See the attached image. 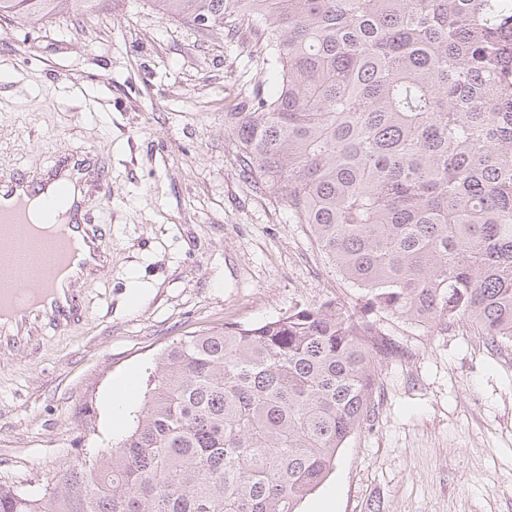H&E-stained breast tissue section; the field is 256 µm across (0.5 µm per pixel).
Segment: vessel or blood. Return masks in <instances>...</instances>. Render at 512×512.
<instances>
[{
	"label": "vessel or blood",
	"instance_id": "obj_1",
	"mask_svg": "<svg viewBox=\"0 0 512 512\" xmlns=\"http://www.w3.org/2000/svg\"><path fill=\"white\" fill-rule=\"evenodd\" d=\"M75 159L61 158L54 172L43 179L21 174L0 178V349L25 352L29 339L23 330L37 317L56 329L80 322L83 311L73 285L85 274H96L110 249L99 224L88 223L83 200H73L67 210L56 209L57 198L67 194L60 176ZM50 209L49 224L56 233L48 262L35 267L34 249L40 237L29 217L32 201Z\"/></svg>",
	"mask_w": 512,
	"mask_h": 512
}]
</instances>
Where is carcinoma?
Wrapping results in <instances>:
<instances>
[{"mask_svg": "<svg viewBox=\"0 0 512 512\" xmlns=\"http://www.w3.org/2000/svg\"><path fill=\"white\" fill-rule=\"evenodd\" d=\"M241 26L263 84L224 127L358 291L159 354L112 447L0 512H301L370 420L377 317L512 340V0H153ZM0 0L41 21L60 4Z\"/></svg>", "mask_w": 512, "mask_h": 512, "instance_id": "obj_1", "label": "carcinoma"}]
</instances>
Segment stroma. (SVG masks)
<instances>
[{
    "mask_svg": "<svg viewBox=\"0 0 512 512\" xmlns=\"http://www.w3.org/2000/svg\"><path fill=\"white\" fill-rule=\"evenodd\" d=\"M252 36L162 15L152 0H98L35 24L0 16V176L90 156L112 201L89 205L112 247L77 288L85 318L0 351V484L40 492L121 438L108 399L141 401L159 353L227 323L257 324L355 291L306 225L243 169L225 128L262 81ZM396 355L376 409L302 512H512V342L457 322H385Z\"/></svg>",
    "mask_w": 512,
    "mask_h": 512,
    "instance_id": "35a3bbf8",
    "label": "stroma"
}]
</instances>
